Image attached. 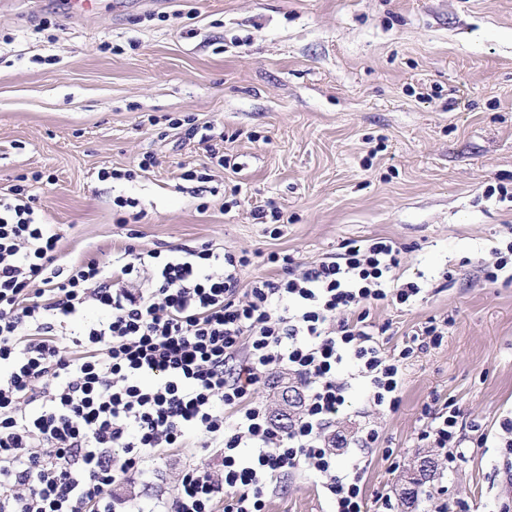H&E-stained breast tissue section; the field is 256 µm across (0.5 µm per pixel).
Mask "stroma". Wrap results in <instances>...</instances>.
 Here are the masks:
<instances>
[{"label":"stroma","mask_w":512,"mask_h":512,"mask_svg":"<svg viewBox=\"0 0 512 512\" xmlns=\"http://www.w3.org/2000/svg\"><path fill=\"white\" fill-rule=\"evenodd\" d=\"M146 155L153 166L138 170ZM105 168L136 175L104 180ZM20 179L66 263H111L131 233L141 251L209 242L254 254L245 285L275 274L272 253L311 263L393 240L402 281L422 291L371 309L386 348L431 319L445 336L406 361L396 411L375 413L356 381L333 428L352 440L377 420L366 496L396 501L401 473L383 449L401 466L425 456L423 404L454 401L465 457L437 469L412 512L441 496L470 512L512 506L496 446L512 416V282L482 274L512 240V202L486 195L512 187V0H97L75 19L59 0H0V190ZM118 196L136 200L140 223H120ZM187 462L214 470L221 457L159 450L113 489L119 512H162ZM268 510L332 504L292 473Z\"/></svg>","instance_id":"35a3bbf8"}]
</instances>
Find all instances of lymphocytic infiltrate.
Segmentation results:
<instances>
[{
	"label": "lymphocytic infiltrate",
	"instance_id": "obj_1",
	"mask_svg": "<svg viewBox=\"0 0 512 512\" xmlns=\"http://www.w3.org/2000/svg\"><path fill=\"white\" fill-rule=\"evenodd\" d=\"M57 234L15 186L0 193V512H113L105 494L144 471L159 449H218L220 474L186 466L169 512H267L271 486L314 476L334 512H392L367 501L366 468L343 467L331 422L346 405L353 365L376 411L400 405L405 360L444 338L428 323L402 348L382 340L371 306L407 304L386 238L345 244L308 264L284 258L276 276L241 285L248 253L202 243L164 256L125 245L112 264H62ZM102 316L84 327L88 305ZM73 335L62 351L59 337ZM278 367L302 385L301 411L275 426L256 401ZM460 409L423 405L420 442L443 463L464 458Z\"/></svg>",
	"mask_w": 512,
	"mask_h": 512
}]
</instances>
